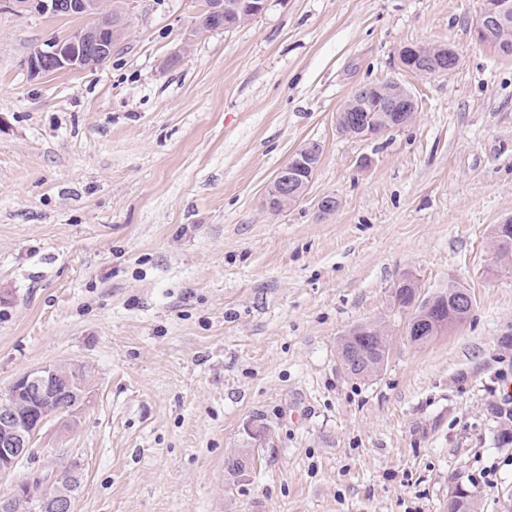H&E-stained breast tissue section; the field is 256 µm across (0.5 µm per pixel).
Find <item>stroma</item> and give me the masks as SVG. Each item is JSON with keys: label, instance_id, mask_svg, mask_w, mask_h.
Returning <instances> with one entry per match:
<instances>
[{"label": "stroma", "instance_id": "obj_1", "mask_svg": "<svg viewBox=\"0 0 512 512\" xmlns=\"http://www.w3.org/2000/svg\"><path fill=\"white\" fill-rule=\"evenodd\" d=\"M201 5L127 0L109 59L40 77L23 59L81 18L0 10V398L35 367L91 375L0 494L74 467L77 512H448L458 478L479 512H512V271L491 248L512 218V58L475 40L480 0H267L198 34ZM412 43L458 64L405 73ZM389 79L415 121L339 133L352 92ZM311 141L306 196L269 211ZM408 274L426 298L465 285L468 320L408 343ZM375 322L391 355L346 374L342 336ZM242 449L259 462L229 475ZM402 71L419 76L443 74L453 70L458 54L449 43H416L398 49ZM321 156V145L314 141L295 151L276 174L265 196V206L271 211H281L303 198Z\"/></svg>", "mask_w": 512, "mask_h": 512}]
</instances>
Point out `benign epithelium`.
Wrapping results in <instances>:
<instances>
[{
	"label": "benign epithelium",
	"instance_id": "benign-epithelium-1",
	"mask_svg": "<svg viewBox=\"0 0 512 512\" xmlns=\"http://www.w3.org/2000/svg\"><path fill=\"white\" fill-rule=\"evenodd\" d=\"M266 0H248L246 12L234 23L225 25L230 30L260 14ZM21 6L39 14L54 16H86L89 24L67 37H51L35 45L23 61L32 76H43L61 71H79L92 66L94 60L112 56L120 41L121 31L127 27L122 17L112 15L108 0H5L0 7L13 10ZM232 5L224 0H203L197 17V29L205 31L217 17L227 13ZM512 29V0H482L475 26L476 39L490 46L500 55L512 52V44L500 34ZM402 71L419 76L443 74L453 70L458 54L449 43H416L398 49ZM419 104L414 93L402 82L390 79L371 88H359L336 112V128L344 135L358 138H376L402 128L416 119ZM322 156L321 145L311 141L295 151L278 171L265 196V206L281 211L303 198L318 168ZM410 288L414 292V308L404 329V336L426 332L437 337L464 323L473 307L470 290L454 285L455 297L448 304L444 317L434 307V299L420 295V284L412 276L404 277L397 289ZM73 364H48L25 372L17 378L5 402L0 404V474L10 473L20 460L29 454L40 432L51 419L62 412L72 417L87 400L86 393L69 390L66 404L55 409H41L34 413L25 409L27 403L20 395L29 391L49 403L59 398L61 386L68 384ZM79 475L66 476L50 473L38 482H22L15 486L12 497L0 502V512H26L43 506L48 512H75ZM478 490L452 485L448 501L463 500L468 506L476 504Z\"/></svg>",
	"mask_w": 512,
	"mask_h": 512
}]
</instances>
